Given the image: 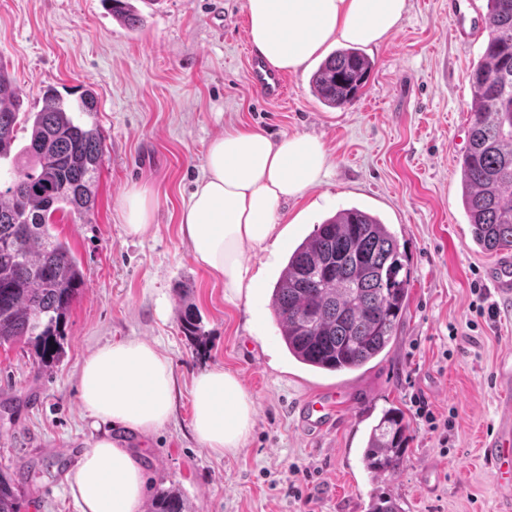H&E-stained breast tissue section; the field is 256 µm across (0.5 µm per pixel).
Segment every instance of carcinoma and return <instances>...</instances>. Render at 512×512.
Returning a JSON list of instances; mask_svg holds the SVG:
<instances>
[{"label": "carcinoma", "instance_id": "carcinoma-1", "mask_svg": "<svg viewBox=\"0 0 512 512\" xmlns=\"http://www.w3.org/2000/svg\"><path fill=\"white\" fill-rule=\"evenodd\" d=\"M112 16L131 29L143 18L130 0H104ZM489 38L470 76L469 144L460 161L461 201L482 250L512 249V0H487ZM372 61L348 47L330 54L314 72L316 97L329 107L354 101ZM96 111L86 93L75 105L48 89L36 112L21 111L16 88L0 66V162L10 164V184L0 191V346L31 348L39 364L60 360L64 322L81 295L83 275L68 242L51 233L57 212L86 213L91 182L104 146L98 127L75 113ZM29 143L12 154L20 124ZM409 271L398 240L378 216L343 209L317 225L289 253L271 294V307L288 354L318 372L360 369L394 341L408 307ZM184 335L203 340L190 310ZM407 424L392 407L372 425L361 461L373 478L390 475L405 460ZM22 479L0 468V512H21ZM150 512H191L180 489L156 490ZM369 512H403L392 498L377 497Z\"/></svg>", "mask_w": 512, "mask_h": 512}]
</instances>
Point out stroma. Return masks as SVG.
Instances as JSON below:
<instances>
[{
  "instance_id": "obj_1",
  "label": "stroma",
  "mask_w": 512,
  "mask_h": 512,
  "mask_svg": "<svg viewBox=\"0 0 512 512\" xmlns=\"http://www.w3.org/2000/svg\"><path fill=\"white\" fill-rule=\"evenodd\" d=\"M382 44L366 48L374 68L360 97L331 108L313 94L311 72L287 74L286 101L251 85L245 0H144L145 24L131 30L104 0H0V63L22 109L42 106L46 89L78 100L91 92L90 117L104 144L89 213H59L84 278L66 321L64 354L49 367L17 345L0 347V466L30 473L22 512H78L67 474L96 432L83 410L77 376L97 347L155 341L177 379L175 410L150 435L115 438L141 450L146 491L176 486L193 512H367L390 496L404 512H504L512 490L499 484L479 444L499 417L494 371L512 348V311L495 321L472 309L473 282H486L495 255L475 245L461 204L459 159L468 144L470 74L488 41L486 0H408ZM230 127L271 138L307 133L325 144L329 173L303 197L280 206L288 235L253 256L262 284L250 303L224 298L178 234V215L201 173L211 139ZM152 188V227L127 235L119 209L131 186ZM357 207L395 233L410 269L409 303L388 355L353 372L329 374L289 357L270 306L289 251L336 211ZM198 313L203 343L179 318ZM236 375L256 406L247 445L217 457L190 428V388L201 372ZM336 395V421L315 439L298 407ZM437 420L454 418L441 446L419 420L415 399ZM408 423L403 467L377 479L364 470L362 441L386 409ZM437 463L441 478L420 476Z\"/></svg>"
}]
</instances>
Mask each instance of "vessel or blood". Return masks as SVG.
I'll use <instances>...</instances> for the list:
<instances>
[{
  "label": "vessel or blood",
  "instance_id": "vessel-or-blood-1",
  "mask_svg": "<svg viewBox=\"0 0 512 512\" xmlns=\"http://www.w3.org/2000/svg\"><path fill=\"white\" fill-rule=\"evenodd\" d=\"M251 85L268 101L284 98L287 85L284 76L272 72L265 62L257 57L249 63ZM498 293L512 299V256L503 258L487 273ZM496 381L499 388L500 415L496 427L487 435L482 444L484 461L494 464L498 470V480L502 485L512 484V356L503 357L496 368ZM303 428L311 433L326 431L335 420L333 396L322 394L306 399L299 408Z\"/></svg>",
  "mask_w": 512,
  "mask_h": 512
}]
</instances>
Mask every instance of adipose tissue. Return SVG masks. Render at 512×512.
<instances>
[{"mask_svg":"<svg viewBox=\"0 0 512 512\" xmlns=\"http://www.w3.org/2000/svg\"><path fill=\"white\" fill-rule=\"evenodd\" d=\"M407 10L408 0H245L253 48L283 72L303 68L330 41L381 44ZM328 168L323 141L310 134L275 140L259 130L231 128L210 141L178 229L194 262L223 282L226 300H251L261 272L249 253L284 239L280 201L320 185ZM155 209L150 188H128L120 201L127 233L144 234ZM78 385L82 406L97 427L121 425L147 435L174 412L172 361L145 339L98 347L83 361ZM190 397V426L201 446L219 456L245 447L255 406L235 375L219 367L202 372L192 381ZM70 487L80 512H145L139 455L107 435L82 453Z\"/></svg>","mask_w":512,"mask_h":512,"instance_id":"ef3b65f1","label":"adipose tissue"}]
</instances>
